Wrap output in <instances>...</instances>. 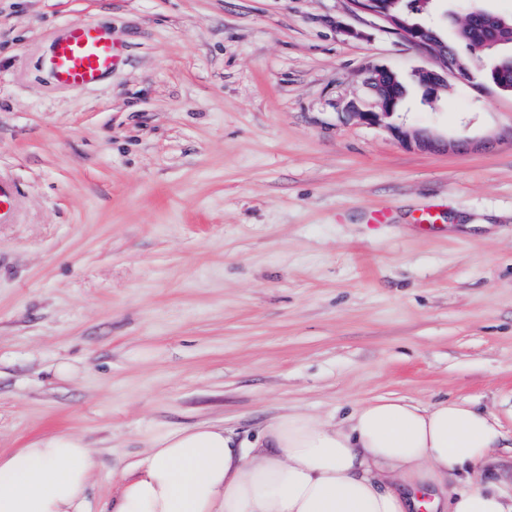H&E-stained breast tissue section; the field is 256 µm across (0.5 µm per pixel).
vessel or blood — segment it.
I'll use <instances>...</instances> for the list:
<instances>
[{
	"instance_id": "obj_1",
	"label": "vessel or blood",
	"mask_w": 512,
	"mask_h": 512,
	"mask_svg": "<svg viewBox=\"0 0 512 512\" xmlns=\"http://www.w3.org/2000/svg\"><path fill=\"white\" fill-rule=\"evenodd\" d=\"M117 47L110 30L90 21H79L70 24L56 39L47 64L58 86H89L111 71Z\"/></svg>"
}]
</instances>
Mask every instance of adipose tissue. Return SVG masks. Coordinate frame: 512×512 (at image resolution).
<instances>
[{
    "instance_id": "obj_1",
    "label": "adipose tissue",
    "mask_w": 512,
    "mask_h": 512,
    "mask_svg": "<svg viewBox=\"0 0 512 512\" xmlns=\"http://www.w3.org/2000/svg\"><path fill=\"white\" fill-rule=\"evenodd\" d=\"M504 439L467 401L379 397L326 422L269 418L253 439L200 422L122 471L109 512H512L488 477ZM93 460L69 433L0 453V512H87Z\"/></svg>"
}]
</instances>
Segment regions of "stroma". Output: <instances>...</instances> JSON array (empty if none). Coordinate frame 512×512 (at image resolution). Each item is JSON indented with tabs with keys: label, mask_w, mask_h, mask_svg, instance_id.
<instances>
[{
	"label": "stroma",
	"mask_w": 512,
	"mask_h": 512,
	"mask_svg": "<svg viewBox=\"0 0 512 512\" xmlns=\"http://www.w3.org/2000/svg\"><path fill=\"white\" fill-rule=\"evenodd\" d=\"M75 21L120 58L62 89ZM430 64L345 0H0V451L82 437L105 512L161 434L448 397L498 416L512 480V95L425 96ZM370 65L406 87L378 125L352 114ZM391 134L401 143L406 145L414 144L425 151H448L467 152L477 149L482 145L469 139H437L429 135L425 130L408 129L403 127L390 126Z\"/></svg>",
	"instance_id": "stroma-1"
}]
</instances>
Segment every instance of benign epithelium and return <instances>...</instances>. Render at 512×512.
I'll use <instances>...</instances> for the list:
<instances>
[{
	"instance_id": "1",
	"label": "benign epithelium",
	"mask_w": 512,
	"mask_h": 512,
	"mask_svg": "<svg viewBox=\"0 0 512 512\" xmlns=\"http://www.w3.org/2000/svg\"><path fill=\"white\" fill-rule=\"evenodd\" d=\"M348 11L355 14H364L375 19L388 32L396 35L401 41L410 45L419 55L430 57L435 66L424 67L419 72L426 75L428 82L426 88L434 93L442 86L448 84V78L474 77L480 73L494 74L501 68L500 58L486 51L483 47L472 46L468 48L471 54V66L465 69L459 63L449 59L438 48L427 34V25L416 21L412 24L397 19L388 12H381L374 6V0H346ZM391 73L386 67L372 66L365 70L364 85L372 96L368 108L355 113L360 120L368 124H379L382 118L393 113L394 101L386 100L383 94L384 79ZM391 134L401 143L415 145L425 151L467 152L481 147V144L469 139H437L420 129L403 127H390Z\"/></svg>"
}]
</instances>
